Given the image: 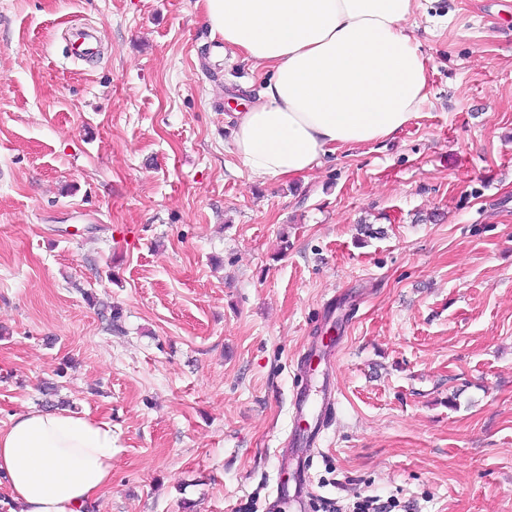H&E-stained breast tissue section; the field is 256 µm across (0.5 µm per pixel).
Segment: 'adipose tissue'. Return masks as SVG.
<instances>
[{"label":"adipose tissue","mask_w":512,"mask_h":512,"mask_svg":"<svg viewBox=\"0 0 512 512\" xmlns=\"http://www.w3.org/2000/svg\"><path fill=\"white\" fill-rule=\"evenodd\" d=\"M417 0H198L214 36L267 80L229 150L254 179L291 180L345 147L392 137L427 97L406 26ZM112 483V430L64 410L0 430V484L19 512H88Z\"/></svg>","instance_id":"obj_1"}]
</instances>
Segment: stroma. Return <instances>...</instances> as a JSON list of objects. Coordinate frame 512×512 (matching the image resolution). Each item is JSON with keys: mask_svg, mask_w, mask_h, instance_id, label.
<instances>
[{"mask_svg": "<svg viewBox=\"0 0 512 512\" xmlns=\"http://www.w3.org/2000/svg\"><path fill=\"white\" fill-rule=\"evenodd\" d=\"M415 20L412 121L264 184L198 0H0V430L111 425L93 512H269L329 388L305 512H512V0ZM335 407V398L332 397V392L329 391L322 398L318 404L308 403L305 394H296L293 402V414L294 421L296 424L292 431V442L295 448H304V452L308 453L310 448L316 447L321 431L325 428L327 420ZM308 414L316 416V423L311 428L308 424V428H299V420Z\"/></svg>", "mask_w": 512, "mask_h": 512, "instance_id": "1", "label": "stroma"}]
</instances>
